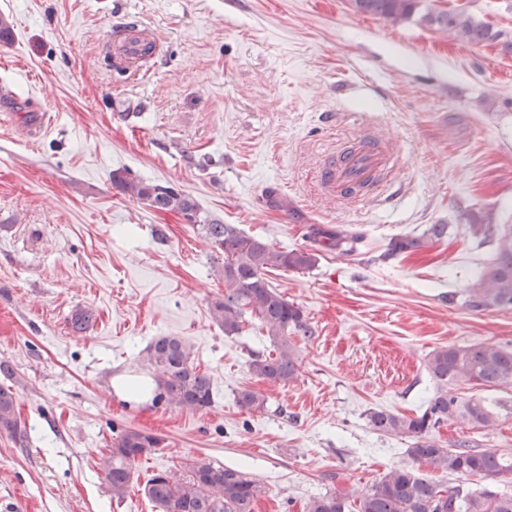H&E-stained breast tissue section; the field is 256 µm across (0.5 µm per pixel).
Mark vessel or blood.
<instances>
[{"label":"vessel or blood","mask_w":512,"mask_h":512,"mask_svg":"<svg viewBox=\"0 0 512 512\" xmlns=\"http://www.w3.org/2000/svg\"><path fill=\"white\" fill-rule=\"evenodd\" d=\"M150 37V32L133 23L118 27L116 37L105 41L114 68L134 79L146 77L150 68L141 54V44ZM391 161L389 150L375 145L345 153L339 166L324 170L323 185L330 192L349 197L353 187L373 182L376 172Z\"/></svg>","instance_id":"1"}]
</instances>
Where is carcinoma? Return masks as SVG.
Returning a JSON list of instances; mask_svg holds the SVG:
<instances>
[{
	"label": "carcinoma",
	"mask_w": 512,
	"mask_h": 512,
	"mask_svg": "<svg viewBox=\"0 0 512 512\" xmlns=\"http://www.w3.org/2000/svg\"><path fill=\"white\" fill-rule=\"evenodd\" d=\"M360 13L400 22L421 13V20L450 37L472 44L497 43L512 54V35L493 28L462 9L420 12L421 0H352ZM113 183L132 200L166 212L180 213L201 231L210 246L224 257V298L210 308L224 335L244 331L249 318L256 319L273 350L250 355L249 370L270 386H286L299 375V358L291 336L308 337L310 327L302 310L278 292L268 272L311 269L315 254L303 249L282 250L261 237L251 236L234 224H224L199 214L189 196L160 184L115 174ZM471 237L497 239L494 257L478 277L461 292V305L472 311L512 309V225L490 224L484 215H471ZM448 236V225L431 224L419 237H395L376 259L386 261ZM191 349L179 336H159L146 349V361L157 373L159 398L183 410L197 413L212 404L210 377L191 362ZM425 371L434 391L425 408L407 416L387 410L368 415V428L384 437L408 443V461L391 467L366 489L328 490L310 498L304 512H512V452L497 448H473L461 440L447 448L437 437L450 421L473 429L494 428L498 413L481 400L463 399L452 392L459 384L496 388L512 385V349L474 344L446 345L425 358ZM237 405L246 411H262L267 398L259 390L237 391ZM19 420L14 393L0 386V431L14 432ZM161 440L138 429H128L102 457L105 480L112 495L122 498L132 485L136 463L153 453ZM426 467L452 478L479 477L481 488L435 480L421 472ZM180 475L159 471L143 486L144 495L160 512H254L266 487L245 472L224 468L206 459L193 458Z\"/></svg>",
	"instance_id": "1"
}]
</instances>
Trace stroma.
<instances>
[{"instance_id":"35a3bbf8","label":"stroma","mask_w":512,"mask_h":512,"mask_svg":"<svg viewBox=\"0 0 512 512\" xmlns=\"http://www.w3.org/2000/svg\"><path fill=\"white\" fill-rule=\"evenodd\" d=\"M425 3L512 33V0ZM0 16L14 31L0 42V90L19 96L15 124L0 126V386L19 419L0 433V503L11 512H159L135 488L113 498L98 467L131 428L161 440L140 480L202 458L264 483L254 512H303L405 461L406 441L372 433L367 415L420 410L433 348H512V309L448 300L495 253L470 238L471 214L512 224V55L500 45L452 40L416 16L394 24L351 0H0ZM128 20L160 41L138 85L102 53ZM38 108L58 119L25 135ZM361 138L395 157L385 191L327 194L319 169ZM116 173L317 253L309 270L268 276L312 334L295 337L299 377L266 388L264 412L235 401L258 385L250 353L270 349L258 322L228 337L210 316L223 256L180 214L125 196ZM431 224L447 238L378 261L391 238ZM163 335L185 339L210 375L207 411L113 396V377L148 373L145 348ZM456 392L498 405V424L451 422L441 440L512 452V385Z\"/></svg>"}]
</instances>
